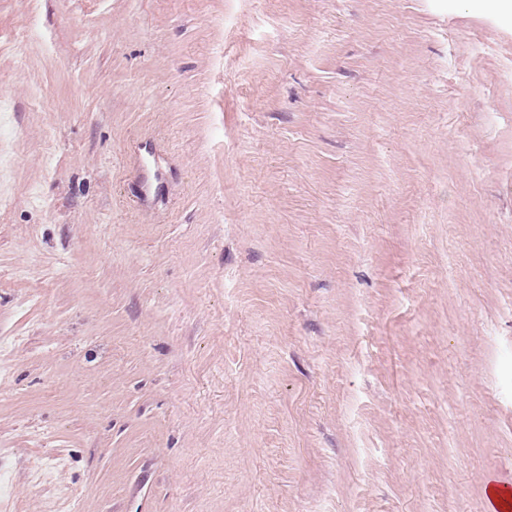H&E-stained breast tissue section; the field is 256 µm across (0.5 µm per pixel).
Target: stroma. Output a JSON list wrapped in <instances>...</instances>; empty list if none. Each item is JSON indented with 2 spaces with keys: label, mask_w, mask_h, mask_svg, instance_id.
<instances>
[{
  "label": "stroma",
  "mask_w": 512,
  "mask_h": 512,
  "mask_svg": "<svg viewBox=\"0 0 512 512\" xmlns=\"http://www.w3.org/2000/svg\"><path fill=\"white\" fill-rule=\"evenodd\" d=\"M0 95L15 512L512 488V0H0Z\"/></svg>",
  "instance_id": "obj_1"
}]
</instances>
